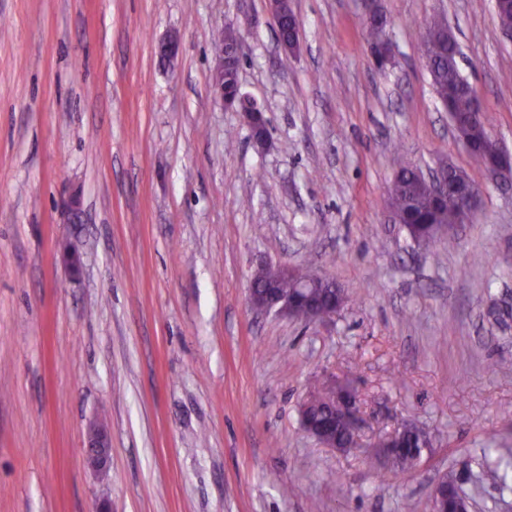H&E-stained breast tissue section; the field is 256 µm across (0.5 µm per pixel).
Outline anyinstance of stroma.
Wrapping results in <instances>:
<instances>
[{"instance_id": "1", "label": "stroma", "mask_w": 512, "mask_h": 512, "mask_svg": "<svg viewBox=\"0 0 512 512\" xmlns=\"http://www.w3.org/2000/svg\"><path fill=\"white\" fill-rule=\"evenodd\" d=\"M290 3L288 55L269 0H0V512H431L451 471L471 512H512L478 481L484 449H512V189L456 140L420 49L446 15L512 149V38L493 0H378L380 66L361 0ZM225 26L263 148L215 97ZM449 162L479 209L426 249L387 192L401 165ZM277 264L348 302L252 312V274ZM329 380L361 402L347 452L301 425ZM93 420L106 482L83 465ZM403 424L430 437L410 476L373 457Z\"/></svg>"}]
</instances>
